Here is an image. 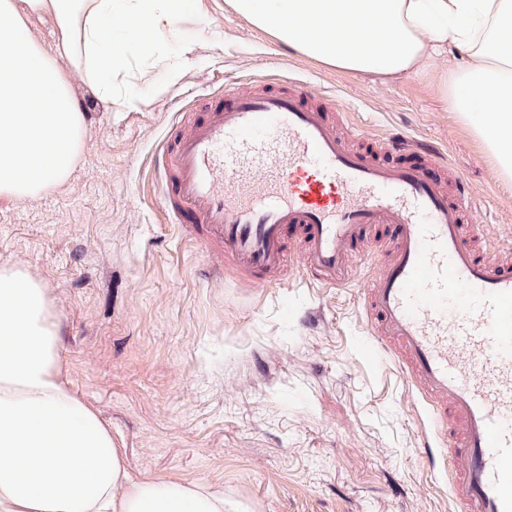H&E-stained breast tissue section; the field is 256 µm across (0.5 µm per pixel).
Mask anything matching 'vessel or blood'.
<instances>
[{
    "mask_svg": "<svg viewBox=\"0 0 512 512\" xmlns=\"http://www.w3.org/2000/svg\"><path fill=\"white\" fill-rule=\"evenodd\" d=\"M316 89L225 90L204 118L176 128L155 166L162 202L192 240L273 284L295 235L304 281L360 287L379 349L398 364L430 426L428 468L446 463L452 512H512V241L465 222V190L440 149L422 165L390 166L350 148L325 116L338 100ZM395 229L374 265L353 258L369 229Z\"/></svg>",
    "mask_w": 512,
    "mask_h": 512,
    "instance_id": "vessel-or-blood-1",
    "label": "vessel or blood"
}]
</instances>
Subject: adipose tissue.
<instances>
[{"instance_id":"obj_1","label":"adipose tissue","mask_w":512,"mask_h":512,"mask_svg":"<svg viewBox=\"0 0 512 512\" xmlns=\"http://www.w3.org/2000/svg\"><path fill=\"white\" fill-rule=\"evenodd\" d=\"M300 54L358 73L433 67L447 46L466 65L437 84L512 180V0H227ZM201 0H0V198L26 201L65 183L86 135L65 71L103 99L133 55L162 57V31ZM51 15L46 49L30 14ZM128 21L123 31L113 17ZM46 288L0 267V512H239L204 482L128 471L111 429L70 387Z\"/></svg>"}]
</instances>
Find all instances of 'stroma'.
I'll use <instances>...</instances> for the list:
<instances>
[{"mask_svg":"<svg viewBox=\"0 0 512 512\" xmlns=\"http://www.w3.org/2000/svg\"><path fill=\"white\" fill-rule=\"evenodd\" d=\"M187 51L178 80L131 76L108 103L70 71L87 122L79 161L37 199L0 198V266L45 284L68 379L132 474L207 482L244 512H451L447 476L419 453L424 417L374 350L357 289L307 287L296 255L275 288L209 274L214 258L167 216L154 158L181 109L303 80L345 104L341 122L435 143L489 237H512V183L429 77L336 70L224 0L176 20L166 54Z\"/></svg>","mask_w":512,"mask_h":512,"instance_id":"stroma-1","label":"stroma"}]
</instances>
